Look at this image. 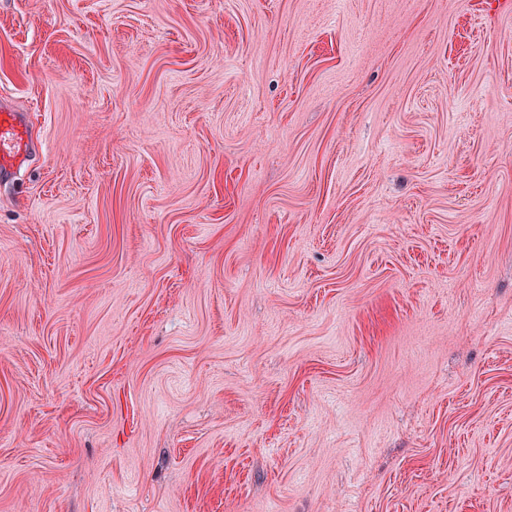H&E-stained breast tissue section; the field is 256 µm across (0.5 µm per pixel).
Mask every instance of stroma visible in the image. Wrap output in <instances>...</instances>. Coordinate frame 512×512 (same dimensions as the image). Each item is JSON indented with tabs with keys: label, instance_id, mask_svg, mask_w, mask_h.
Wrapping results in <instances>:
<instances>
[{
	"label": "stroma",
	"instance_id": "1",
	"mask_svg": "<svg viewBox=\"0 0 512 512\" xmlns=\"http://www.w3.org/2000/svg\"><path fill=\"white\" fill-rule=\"evenodd\" d=\"M0 512H512V0H0ZM0 112V172L14 173L21 162L38 150V144L22 113L5 104Z\"/></svg>",
	"mask_w": 512,
	"mask_h": 512
}]
</instances>
